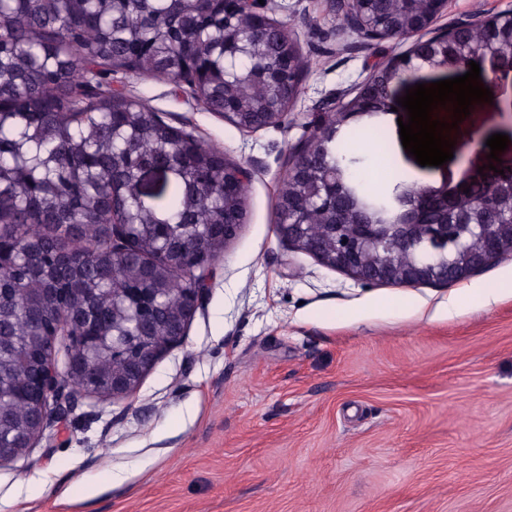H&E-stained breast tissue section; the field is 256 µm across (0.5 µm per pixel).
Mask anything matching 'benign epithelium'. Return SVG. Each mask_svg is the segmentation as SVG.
I'll use <instances>...</instances> for the list:
<instances>
[{
	"mask_svg": "<svg viewBox=\"0 0 512 512\" xmlns=\"http://www.w3.org/2000/svg\"><path fill=\"white\" fill-rule=\"evenodd\" d=\"M366 3L368 0H334L341 20V32L361 43L391 38L392 29L382 22L375 24L368 19L365 14ZM432 4L433 7L423 13L409 34L415 43L422 42L427 34L433 39L445 37L456 27L454 23L444 29L434 27L436 20L448 11V0H432ZM224 7L231 9L239 19L269 21L280 10L281 4L278 0H264L262 6L258 5V0H226ZM351 94L349 90L338 99L329 95L315 101L314 109L327 111L329 123L322 131L314 132L312 138L322 133L337 134L341 127L359 116L352 108L355 98ZM496 168L504 170V174L486 168L483 173L468 175L453 186L426 185L409 192L400 190L391 200L390 218H379L371 224L362 225V232L358 235L339 230L328 231L313 256L323 265L340 270L364 283L446 284L448 278L439 275V271H446L450 267L454 270V280H463L503 255L511 254L512 238L504 241L499 234L498 224H477L472 238L481 242V248L476 250L468 244L463 249L462 261L450 262L447 247L439 240L430 238L424 246L414 241L415 230L423 226L418 203L430 201L439 216L446 219L448 204L469 198L470 194L464 192V189L482 184L487 192L476 203L487 212L494 213L497 190L512 184V167L498 164ZM224 169L228 178L242 185L249 182L254 174L252 165L241 162L226 163ZM276 230L280 240L288 245L302 252L308 248L309 225L278 224ZM130 240L129 225H112L114 253H125ZM208 285V279H201L195 288L185 293L180 300L178 321L153 337L136 354L127 351V337H112V377L108 379V386L100 392V396L116 398L133 392L160 356L183 343L191 321L204 302ZM64 370L69 377L79 374L93 380L101 378V373L89 358L76 352L62 368L53 359L43 362L36 378L41 399L30 412L31 427L25 429L21 440L14 445L6 446L0 442V464L9 463L36 446L50 424L66 423L75 410L80 391L66 389L62 383Z\"/></svg>",
	"mask_w": 512,
	"mask_h": 512,
	"instance_id": "benign-epithelium-1",
	"label": "benign epithelium"
}]
</instances>
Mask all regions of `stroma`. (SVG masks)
<instances>
[{
	"mask_svg": "<svg viewBox=\"0 0 512 512\" xmlns=\"http://www.w3.org/2000/svg\"><path fill=\"white\" fill-rule=\"evenodd\" d=\"M282 4L305 60L287 125L241 130L172 82L123 80L168 123L255 164L246 222L184 343L128 397H82L0 465V512H512V298L446 308L456 287L512 281V254L457 286L382 285L278 238L288 158L324 121L315 100L408 49L345 50L330 0ZM397 119L378 121L406 182L452 185L483 165L472 135L512 137V82L451 130L439 167L407 154Z\"/></svg>",
	"mask_w": 512,
	"mask_h": 512,
	"instance_id": "35a3bbf8",
	"label": "stroma"
}]
</instances>
